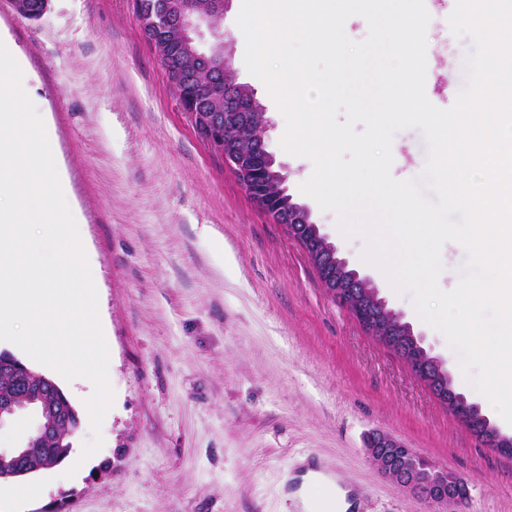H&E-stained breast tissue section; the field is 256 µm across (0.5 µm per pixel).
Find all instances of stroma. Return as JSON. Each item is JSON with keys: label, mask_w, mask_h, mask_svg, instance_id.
<instances>
[{"label": "stroma", "mask_w": 512, "mask_h": 512, "mask_svg": "<svg viewBox=\"0 0 512 512\" xmlns=\"http://www.w3.org/2000/svg\"><path fill=\"white\" fill-rule=\"evenodd\" d=\"M449 2L426 4L425 93L443 109L465 84L473 46L452 33ZM242 4L231 0L198 42L205 49L223 35L235 81L265 109V145L288 193L421 334L454 390L485 404L411 294L387 283L363 260L364 240L344 237L334 215L301 192L313 164L280 146L285 119L244 62ZM0 42L52 134L109 335L115 392L96 460L74 479L61 466L33 476L42 496H0V512H305L289 481L313 462L354 494V512H431L373 463L365 447L373 431L464 478L469 496L458 512H512V458L485 446L362 328L287 225L250 199L181 109L132 0H48L36 20L0 0ZM392 145L402 177H419L422 131L400 130Z\"/></svg>", "instance_id": "35a3bbf8"}]
</instances>
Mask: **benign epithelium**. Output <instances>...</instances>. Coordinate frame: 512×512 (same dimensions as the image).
Returning a JSON list of instances; mask_svg holds the SVG:
<instances>
[{"label":"benign epithelium","mask_w":512,"mask_h":512,"mask_svg":"<svg viewBox=\"0 0 512 512\" xmlns=\"http://www.w3.org/2000/svg\"><path fill=\"white\" fill-rule=\"evenodd\" d=\"M231 0H211V8L202 11L197 0H155L150 11L143 12L142 3L136 2L141 13V31L145 40L157 55L165 53L166 46L154 34V27L167 25L188 38L194 48H199L195 35L204 23H210L208 16L221 15L228 9ZM182 109L188 113L196 130L202 132L209 143L224 153V159L236 171L239 181L245 187L251 199L277 223L288 221V229L302 244L311 261L316 263L318 273L329 291L346 302L354 317L367 330L379 336H391L395 329L403 325L400 317L387 313L374 316V309L385 310L370 291L365 289L368 280L353 273L348 284L338 280L329 269L316 262L319 245L326 242L317 224L311 220L308 208L302 204L288 201V217L279 215L277 198L286 192L283 184L286 175L282 170H274L275 159L266 149L265 143L250 152H239L230 147L228 133L238 120L252 116L257 127L266 124L255 97L232 81H224V112L205 114L199 111V96L187 92L180 93ZM41 400L36 392H31L23 400H0V428L12 423L23 415H32L34 426L30 435L22 442L9 448L0 447V462L18 463L28 461L35 471H48L57 466V460L48 453L38 452L44 438L53 434L55 422L63 418L66 409L63 405H42L28 408V405ZM456 418L465 426L473 429H489L485 424L486 416L476 403H468L466 412H457ZM368 453L384 474L430 502L444 505L448 512L455 508L465 496V488L460 476L453 472L437 470L424 457L417 455L400 441L381 433L372 435L368 442Z\"/></svg>","instance_id":"1"}]
</instances>
